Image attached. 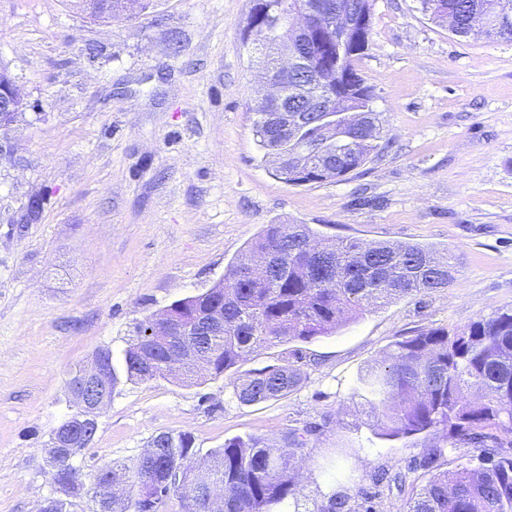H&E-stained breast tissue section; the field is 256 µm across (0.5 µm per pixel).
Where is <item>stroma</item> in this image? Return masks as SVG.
Returning a JSON list of instances; mask_svg holds the SVG:
<instances>
[{"label":"stroma","mask_w":512,"mask_h":512,"mask_svg":"<svg viewBox=\"0 0 512 512\" xmlns=\"http://www.w3.org/2000/svg\"><path fill=\"white\" fill-rule=\"evenodd\" d=\"M253 4L150 0L100 22L75 0H0V71L24 102L0 137V512L57 495L47 451L73 371L104 350L121 365L137 323L223 279L265 225L429 246L453 256V279L299 343L302 381L280 400L241 404L227 376L120 383L75 460L86 485L162 431L203 453L295 431L307 469L273 512L358 487L401 512L408 493L388 478L421 477L436 439L382 436L360 377L420 330L512 308V41L456 36L419 0H372L355 67L387 146L342 179L292 185L254 135Z\"/></svg>","instance_id":"35a3bbf8"}]
</instances>
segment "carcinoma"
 Instances as JSON below:
<instances>
[{
	"label": "carcinoma",
	"instance_id": "carcinoma-1",
	"mask_svg": "<svg viewBox=\"0 0 512 512\" xmlns=\"http://www.w3.org/2000/svg\"><path fill=\"white\" fill-rule=\"evenodd\" d=\"M448 6L459 37L487 39L512 36V0H421L422 10L434 3ZM480 12L493 27L473 30L469 20ZM280 33L277 19L258 25L256 42L266 46ZM364 53L340 51L335 45L311 43L314 65L288 75L287 86L306 84L321 92L318 76L341 62L355 75V60ZM254 132L269 158L275 150L293 155L276 175L294 185L313 177L334 181L366 163L382 149L383 127L378 113H369L370 127L362 142L335 144L336 166L328 169L314 143L326 114L311 116L299 142L274 139L262 122L263 110L254 107ZM256 253L273 256L266 275H246ZM449 258L421 244H393L357 239H329L306 224H268L248 243L220 280L206 291L174 301L167 311L178 317H196L191 336L179 344L195 348L199 365L180 368L164 344H156L152 363L142 354L141 340L153 318L135 327L125 350L122 372L129 382L169 376L204 381L221 375L233 378L235 398L252 405L287 396L301 382L298 350L285 351L284 363L239 371L255 349L308 342L329 335L367 312L393 300L438 291L453 278ZM224 314V335L204 334L213 313ZM362 396L381 416L385 436L411 437L442 434L445 445L424 449L420 466L426 470L412 487L403 512H512V454L498 449L512 444V309H500L462 328H429L398 341L360 378ZM155 453L140 457L132 468L112 464L109 478L117 489L96 512H162L175 496L181 512H204L202 492L223 490V512H269V507L299 492L304 460L297 456L302 436L292 431L270 447L261 437L234 438L204 456L188 432H161L153 437ZM475 448L478 454L462 453ZM457 461L453 471L438 470L444 455ZM52 482L65 497H53L46 512H75L84 494V482L61 460L51 457ZM180 470L177 483L165 482L166 472ZM358 491L328 494L319 512H360L350 505Z\"/></svg>",
	"mask_w": 512,
	"mask_h": 512
}]
</instances>
